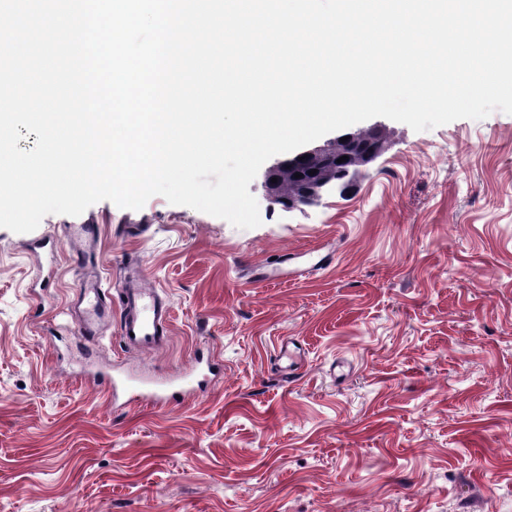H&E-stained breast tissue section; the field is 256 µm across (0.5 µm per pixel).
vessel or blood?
Masks as SVG:
<instances>
[{
  "label": "vessel or blood",
  "instance_id": "vessel-or-blood-1",
  "mask_svg": "<svg viewBox=\"0 0 512 512\" xmlns=\"http://www.w3.org/2000/svg\"><path fill=\"white\" fill-rule=\"evenodd\" d=\"M79 290L89 300L85 318L78 325L81 338L96 336L104 315L106 302L117 304L120 312L119 336L124 345L139 350L157 348L170 332L171 313L166 300L158 290L142 286L111 294L101 277H93L79 284ZM108 384L113 396L127 401L155 407H167L185 399L181 379L175 378L163 386H151L126 376L115 375Z\"/></svg>",
  "mask_w": 512,
  "mask_h": 512
}]
</instances>
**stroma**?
<instances>
[{
    "instance_id": "35a3bbf8",
    "label": "stroma",
    "mask_w": 512,
    "mask_h": 512,
    "mask_svg": "<svg viewBox=\"0 0 512 512\" xmlns=\"http://www.w3.org/2000/svg\"><path fill=\"white\" fill-rule=\"evenodd\" d=\"M377 123L386 151L320 205L253 180V229L159 195L0 228V512H512V115ZM268 258L294 280L260 281ZM124 262L172 307L149 353L114 311L77 338L78 280L93 264L120 288ZM200 351L224 373L173 407L80 375Z\"/></svg>"
}]
</instances>
